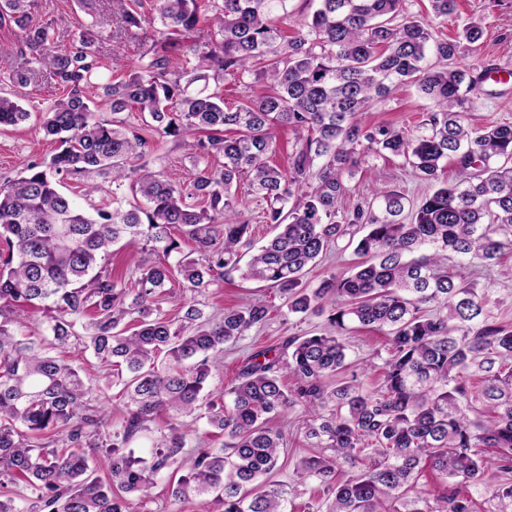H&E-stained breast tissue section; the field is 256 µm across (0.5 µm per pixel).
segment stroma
I'll return each mask as SVG.
<instances>
[{"instance_id":"stroma-1","label":"stroma","mask_w":512,"mask_h":512,"mask_svg":"<svg viewBox=\"0 0 512 512\" xmlns=\"http://www.w3.org/2000/svg\"><path fill=\"white\" fill-rule=\"evenodd\" d=\"M408 14L429 21L432 32L439 37L455 36L463 21L479 23L483 37L477 50L463 49L461 63L479 62L482 67L494 70L512 69V0H456V10L445 18L434 17L429 0H405ZM32 15L37 22L52 23L59 34L61 46H71L75 37L87 24H96L100 35L99 57L101 68L96 77L103 83L135 72L142 65L143 46L133 33H120L113 22L110 0H95L92 10L82 8L78 0H34ZM21 44L12 25H0V90L15 91L28 110L30 117L22 125L0 131V183L15 178L33 160H45L54 154L56 145L46 139L40 123L46 112L63 94L62 89L50 84L47 77L36 83L13 89L8 81L12 70L21 64ZM429 103L412 87H403L383 101L369 108L366 121L371 125H391L415 129L423 118ZM466 119L475 127L501 121L512 122V81L498 84L482 83L479 91L469 94ZM154 143L147 159L150 169L166 173L181 184H189L208 160L188 158L185 150L174 138L150 132ZM348 193L341 202L342 208L371 199L377 192L391 188L403 192L411 201H419L432 190L418 177L412 167L401 157L389 154H369L352 175L346 176ZM450 271L474 287L477 293L488 294L494 315L512 325V253L504 255L490 269L458 267L456 259H449ZM254 299L266 301L272 308L268 323L252 329L248 336L236 344H228L209 378L210 391L217 392L230 385L242 364L253 353L281 346L291 336L323 332L327 327L326 316L305 317L287 313L275 289L266 284L247 281L239 274H232L224 281L209 288L200 296L207 314L221 315L225 308L239 306ZM350 370L341 374L342 380H357L367 389H377L380 367L388 356V338L379 331L354 327L345 335ZM82 375L113 427H120L125 415L122 386L109 367L92 355L78 357ZM301 408L290 409L279 418L278 425L285 432L286 443L279 466L271 475L272 483L283 489L288 500V512H308L309 505L322 502L324 489L318 483L302 480L297 464L303 457L313 455L302 435L297 432Z\"/></svg>"}]
</instances>
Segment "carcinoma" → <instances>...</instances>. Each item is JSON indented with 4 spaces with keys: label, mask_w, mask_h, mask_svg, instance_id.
Wrapping results in <instances>:
<instances>
[{
    "label": "carcinoma",
    "mask_w": 512,
    "mask_h": 512,
    "mask_svg": "<svg viewBox=\"0 0 512 512\" xmlns=\"http://www.w3.org/2000/svg\"><path fill=\"white\" fill-rule=\"evenodd\" d=\"M288 2L155 0L149 16L140 0H112L122 30L152 27L158 38L138 71L102 87L104 120L86 92L99 69L96 25L59 48L52 26L33 21L31 0H0V24H13L32 53L11 82L25 87L45 68L68 89L42 125L59 151L0 184V512H134L132 498H148L163 471L179 474V502L211 495L224 512H287L284 491L262 478L284 447L275 419L297 405L298 431L321 449L300 460V475L330 500L312 512H476L467 486L499 512L512 504V327L448 272L450 253L492 266L512 252V123L473 128L464 118L484 74L457 59L462 45H479L482 27L466 22L455 40H437L404 0H315L305 15ZM226 76L245 87L266 80L270 92L229 104L210 89ZM408 85L431 102L421 133L364 123L372 102ZM133 110L217 166L185 189L138 163L152 142L121 117ZM27 118L0 93V130ZM281 126L298 133L283 169L267 160ZM370 152L404 157L433 191L413 207L386 190L376 204L339 210L344 174ZM448 162L452 183L440 178ZM102 171L112 175V210L94 218L58 185L79 179L89 198L99 190L89 178ZM244 174L277 230L255 251L233 191ZM354 226L360 261L306 286L304 269ZM178 235L193 253H181ZM121 241L147 254L133 288L108 268ZM234 272L277 289L289 314H327L329 328L254 353L206 401L224 345L265 325L271 309L258 299L212 319L193 300L171 320L160 304L175 279L201 295ZM29 322L45 333L24 335ZM351 323L389 337L375 391L335 380ZM71 345L123 377L120 427L107 425L80 367L57 355ZM162 413L151 457L126 449ZM185 417L207 419L224 442L186 452ZM89 448L102 451L95 467L106 478L90 472ZM428 466L447 482L437 494L417 480ZM19 485L27 493L10 490Z\"/></svg>",
    "instance_id": "cac0c4a2"
}]
</instances>
